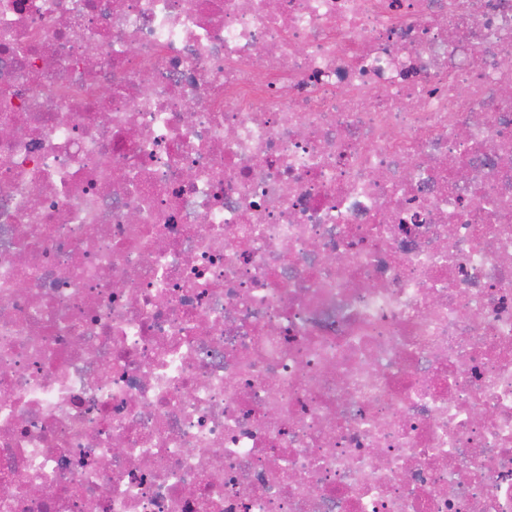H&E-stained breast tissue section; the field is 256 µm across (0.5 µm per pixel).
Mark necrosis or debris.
Masks as SVG:
<instances>
[{
    "label": "necrosis or debris",
    "mask_w": 512,
    "mask_h": 512,
    "mask_svg": "<svg viewBox=\"0 0 512 512\" xmlns=\"http://www.w3.org/2000/svg\"><path fill=\"white\" fill-rule=\"evenodd\" d=\"M507 58L512 0H0V512H512Z\"/></svg>",
    "instance_id": "1"
}]
</instances>
